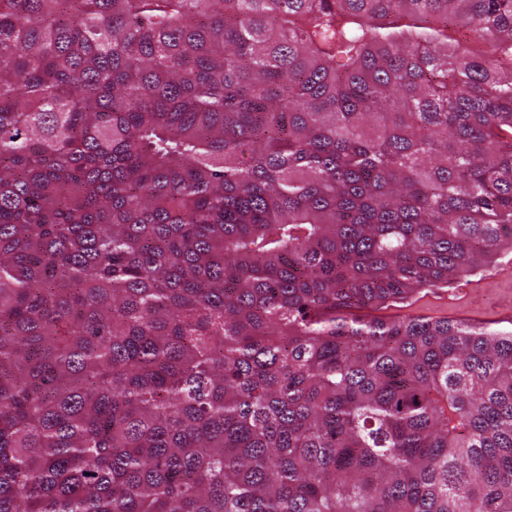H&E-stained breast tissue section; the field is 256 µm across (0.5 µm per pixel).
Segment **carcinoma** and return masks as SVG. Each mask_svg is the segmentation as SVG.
Segmentation results:
<instances>
[{"instance_id":"1","label":"carcinoma","mask_w":512,"mask_h":512,"mask_svg":"<svg viewBox=\"0 0 512 512\" xmlns=\"http://www.w3.org/2000/svg\"><path fill=\"white\" fill-rule=\"evenodd\" d=\"M512 0H0V512H512ZM498 291L495 290H487L483 292V298L480 299L479 302H476L475 306H461V310L471 311V307H478L485 309L491 315L496 312V315L499 313L506 311L508 307H511V319H512V301L511 304H508L506 300H504L503 295H497Z\"/></svg>"}]
</instances>
